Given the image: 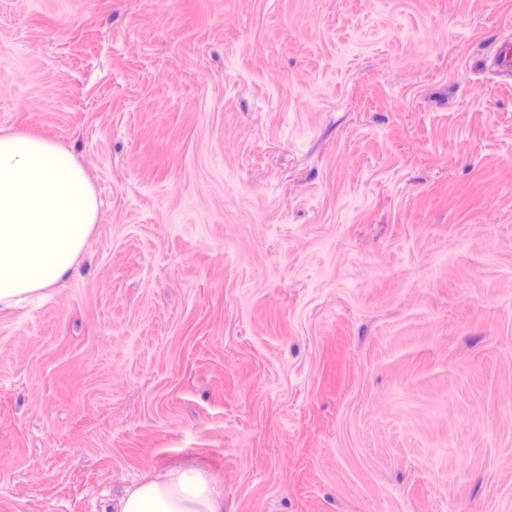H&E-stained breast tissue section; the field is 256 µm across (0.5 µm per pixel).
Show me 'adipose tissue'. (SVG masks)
I'll return each instance as SVG.
<instances>
[{"label":"adipose tissue","mask_w":512,"mask_h":512,"mask_svg":"<svg viewBox=\"0 0 512 512\" xmlns=\"http://www.w3.org/2000/svg\"><path fill=\"white\" fill-rule=\"evenodd\" d=\"M98 211L96 189L71 151L0 129V308L74 276ZM111 509L224 512V497L204 472L175 467L129 485Z\"/></svg>","instance_id":"ef3b65f1"}]
</instances>
